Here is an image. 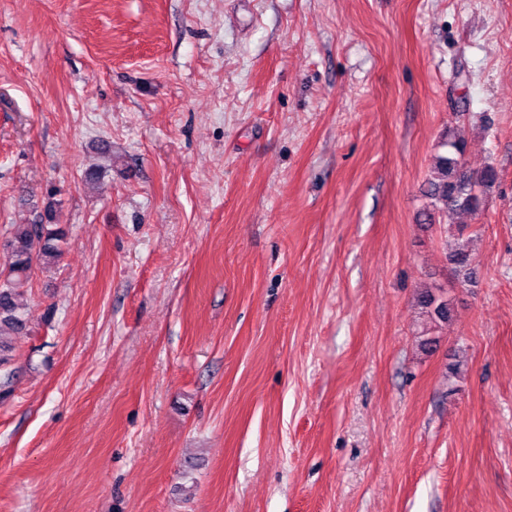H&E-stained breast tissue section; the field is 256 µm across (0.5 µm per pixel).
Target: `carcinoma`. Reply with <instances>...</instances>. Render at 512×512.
<instances>
[{
    "label": "carcinoma",
    "instance_id": "carcinoma-1",
    "mask_svg": "<svg viewBox=\"0 0 512 512\" xmlns=\"http://www.w3.org/2000/svg\"><path fill=\"white\" fill-rule=\"evenodd\" d=\"M443 146L450 148V153L437 157L435 175L430 179V195L449 210H478L483 194L497 183L496 169L488 166L475 174L464 160V142L447 140ZM67 235L68 230L60 224L12 225L5 267L0 269V337L22 330L25 317L17 302V289L29 283L35 268L50 267L59 260ZM419 302L433 322H448V301L427 289L421 293Z\"/></svg>",
    "mask_w": 512,
    "mask_h": 512
}]
</instances>
